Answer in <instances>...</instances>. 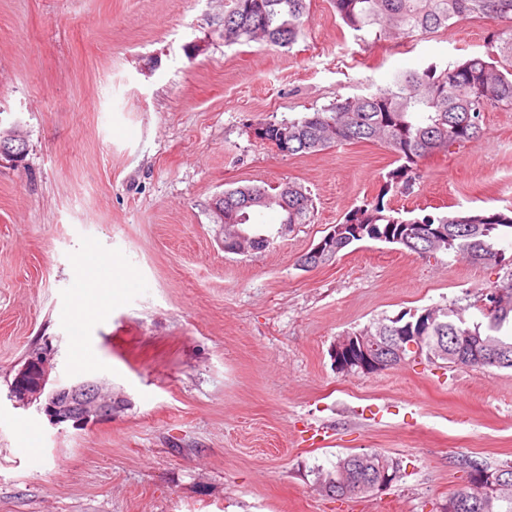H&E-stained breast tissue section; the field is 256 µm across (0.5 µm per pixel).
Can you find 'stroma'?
Masks as SVG:
<instances>
[{"instance_id":"1","label":"stroma","mask_w":512,"mask_h":512,"mask_svg":"<svg viewBox=\"0 0 512 512\" xmlns=\"http://www.w3.org/2000/svg\"><path fill=\"white\" fill-rule=\"evenodd\" d=\"M489 32L470 19L364 44L330 0H310L285 49L225 44L224 0H0V125L28 142L22 162L0 161V512H443L468 485L453 457L512 464V369L413 355L348 374L330 356L339 336L476 294L505 269L376 241L296 264L379 195L416 217L512 206V111L486 113L480 140L426 157L410 192L385 196L383 146L288 156L251 133L483 52ZM287 182L310 192L309 222L284 232L263 211L273 247L225 251L214 198ZM86 253L110 255L122 280L78 329L67 311ZM79 344L96 365L73 357ZM43 349L52 378L111 387L110 419L55 426L9 400ZM315 427L324 442H309ZM362 452L398 459L399 481L327 495L319 475Z\"/></svg>"}]
</instances>
